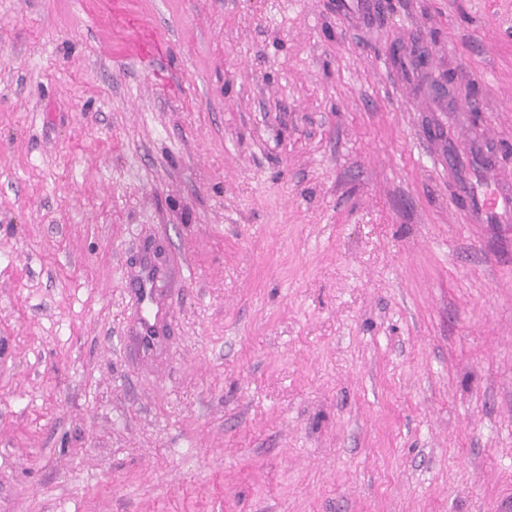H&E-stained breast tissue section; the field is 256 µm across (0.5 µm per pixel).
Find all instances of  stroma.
Here are the masks:
<instances>
[{
    "label": "stroma",
    "instance_id": "stroma-1",
    "mask_svg": "<svg viewBox=\"0 0 512 512\" xmlns=\"http://www.w3.org/2000/svg\"><path fill=\"white\" fill-rule=\"evenodd\" d=\"M376 2L0 0V512H512V0ZM453 131L448 126V156L442 155L440 163L448 171L456 172L455 195L465 205L471 224H509L512 222V180L500 176L475 181L470 174L474 158L464 159L449 143ZM157 277L158 265L151 259L141 266L137 274L141 309L137 343L147 354L156 351L165 341V336L161 335L158 328V322L165 315L166 307L155 294L154 282Z\"/></svg>",
    "mask_w": 512,
    "mask_h": 512
}]
</instances>
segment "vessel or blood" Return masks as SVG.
I'll return each mask as SVG.
<instances>
[{
	"mask_svg": "<svg viewBox=\"0 0 512 512\" xmlns=\"http://www.w3.org/2000/svg\"><path fill=\"white\" fill-rule=\"evenodd\" d=\"M441 164L456 172L455 195L464 203L468 220L473 224H507L512 222V180L503 177L474 180L470 170L473 160L463 158L456 151L441 156ZM158 276V265L147 260L140 268L137 279L140 284L139 301L141 309L137 343L145 353L160 348L165 338L158 322L165 315L166 307L157 298L154 282Z\"/></svg>",
	"mask_w": 512,
	"mask_h": 512,
	"instance_id": "1",
	"label": "vessel or blood"
}]
</instances>
